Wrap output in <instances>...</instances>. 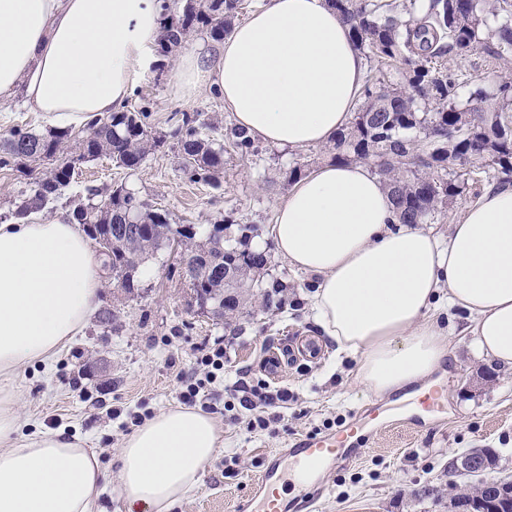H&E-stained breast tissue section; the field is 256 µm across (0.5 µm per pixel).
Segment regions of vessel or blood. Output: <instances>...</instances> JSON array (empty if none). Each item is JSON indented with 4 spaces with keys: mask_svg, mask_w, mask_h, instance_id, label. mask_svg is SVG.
Masks as SVG:
<instances>
[{
    "mask_svg": "<svg viewBox=\"0 0 512 512\" xmlns=\"http://www.w3.org/2000/svg\"><path fill=\"white\" fill-rule=\"evenodd\" d=\"M358 432V426L353 425L339 436H307L295 443L287 458H268L252 484L251 499L256 503L253 512H288L287 504L271 495V488L292 479L304 490H315L323 471L349 455L347 441Z\"/></svg>",
    "mask_w": 512,
    "mask_h": 512,
    "instance_id": "obj_1",
    "label": "vessel or blood"
}]
</instances>
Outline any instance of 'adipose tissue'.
<instances>
[{
	"label": "adipose tissue",
	"instance_id": "adipose-tissue-1",
	"mask_svg": "<svg viewBox=\"0 0 512 512\" xmlns=\"http://www.w3.org/2000/svg\"><path fill=\"white\" fill-rule=\"evenodd\" d=\"M164 0H0V104L24 89L32 111L79 129L121 111L151 60ZM366 63L328 0H266L216 53L184 51L172 87L215 90L236 126L278 147L328 145L351 119ZM388 188L359 163L298 179L271 227L277 253L317 275L316 323L358 355V383L383 396L449 353L430 313L463 310L477 352L512 369V187L487 189L447 238L393 225ZM101 286L88 239L69 216L0 222V512H104L97 455L60 431L17 439L13 380L52 360L86 325ZM222 444L214 419L173 407L145 420L118 456L130 512H171Z\"/></svg>",
	"mask_w": 512,
	"mask_h": 512
}]
</instances>
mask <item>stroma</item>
<instances>
[{"label":"stroma","instance_id":"obj_1","mask_svg":"<svg viewBox=\"0 0 512 512\" xmlns=\"http://www.w3.org/2000/svg\"><path fill=\"white\" fill-rule=\"evenodd\" d=\"M176 56L161 58L146 71L125 102L130 111L151 115L153 132L169 133L173 117L200 112L215 125L214 137L232 125L223 97L215 91L191 99L177 98L172 89ZM324 147L280 150L263 146L259 155L243 159L224 154L220 187L187 181L181 157L172 145L151 153L142 167L130 172L108 158L81 165L72 192L106 188L125 182L147 203L166 210L174 223L254 224L253 246L269 243L268 228L277 205L288 195V170L294 162L309 168L329 162ZM175 255L165 251L145 260L137 294L125 293L104 277L99 306L114 307V330L89 320L50 364L22 368L14 384L21 435L44 429L82 440L98 455L105 472L102 506L105 512H127L118 477V452L128 437L125 424L132 414L155 416L178 406L180 372L190 370L201 350L223 339L225 372L209 387L213 418L223 444L206 467L199 487L172 512H233L250 492L268 455L283 453L306 435L336 432L352 419L383 414L389 426L368 434L356 457L337 462L324 478L316 497L300 496L285 485L291 512H450V499L468 479L452 473V463L473 448H489L498 456L496 477L512 478V370H494L479 358L474 338L466 332L461 312L439 311L452 355L441 369L412 384L416 395L438 390L437 407L405 422L410 400L392 394L384 398L363 392L355 380L357 358L336 350L312 318L310 295L316 278L293 269L272 255L265 281L284 282L281 309L263 310L253 301V315L240 314L230 324L188 305L189 292L179 278H167L165 266ZM319 344L318 359L297 358L284 364L281 375L269 374L264 357L292 344L294 337ZM265 380L299 394L300 405L285 409L287 427L277 434L247 431L224 410L232 386L241 379Z\"/></svg>","mask_w":512,"mask_h":512}]
</instances>
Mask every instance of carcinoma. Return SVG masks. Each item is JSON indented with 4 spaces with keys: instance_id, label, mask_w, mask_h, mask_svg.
<instances>
[{
    "instance_id": "carcinoma-1",
    "label": "carcinoma",
    "mask_w": 512,
    "mask_h": 512,
    "mask_svg": "<svg viewBox=\"0 0 512 512\" xmlns=\"http://www.w3.org/2000/svg\"><path fill=\"white\" fill-rule=\"evenodd\" d=\"M348 24L352 40L379 73L367 75L350 125L328 149L337 163L363 162L389 189L398 224H425L463 196L466 168L512 181V0H329ZM165 10H179L161 38L167 56L194 32L221 40L231 27L238 0H172ZM481 52L499 69L487 87L466 98L460 94L459 60ZM216 129L202 114L182 113L171 132L190 182L220 184L224 147L246 158L259 154V141L234 125L224 140L203 134ZM166 143L149 130L147 113L120 111L96 118L82 130L14 128L0 137V168L30 180L20 191L9 217L20 219L51 208L74 181L77 166L102 156L135 171ZM70 218L98 245L104 268L128 294L139 287L142 257L168 250L181 238L190 272L191 295L211 300L209 313L224 321L243 310L245 292L263 287L270 250H254V224L218 223L198 240L193 224H175L163 209L120 184L66 201ZM284 284L276 280L262 294V307L280 308ZM497 500L512 512V481L489 486L478 480L457 493V512H486Z\"/></svg>"
}]
</instances>
